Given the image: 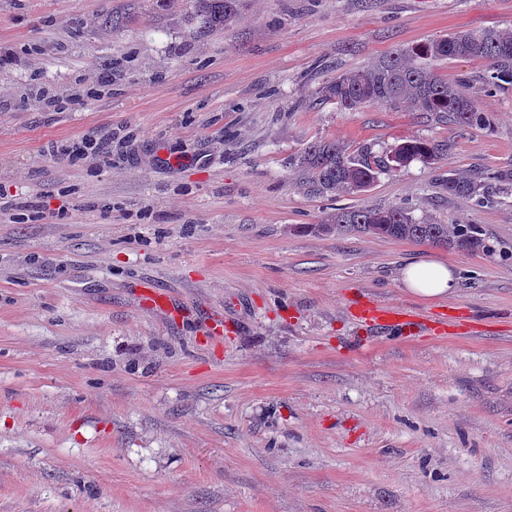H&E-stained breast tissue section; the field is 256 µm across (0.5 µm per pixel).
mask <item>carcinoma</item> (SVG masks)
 I'll return each instance as SVG.
<instances>
[{"label":"carcinoma","mask_w":512,"mask_h":512,"mask_svg":"<svg viewBox=\"0 0 512 512\" xmlns=\"http://www.w3.org/2000/svg\"><path fill=\"white\" fill-rule=\"evenodd\" d=\"M241 2L193 0L188 22L198 36L225 29L237 21ZM453 58L486 62L483 90L489 93L512 84V33L480 30L458 32L391 52L365 69L325 83L317 96L323 103L336 100L349 111L379 105L397 111L426 112L439 122L462 128L490 129L493 117L466 92V81L450 82L436 72L437 62ZM452 149L453 143L447 140L410 139L396 144L383 157L365 150L354 156L336 141L320 139L303 151L300 167L306 184L319 194L354 193L369 187L381 172L404 167L413 160L434 164ZM444 186L453 196L478 202L484 199L485 184L479 176L456 174L448 177ZM318 228L462 250L475 251L484 246L481 230L475 224H435L414 218L402 206L338 208L330 222Z\"/></svg>","instance_id":"obj_1"}]
</instances>
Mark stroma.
<instances>
[{
    "label": "stroma",
    "mask_w": 512,
    "mask_h": 512,
    "mask_svg": "<svg viewBox=\"0 0 512 512\" xmlns=\"http://www.w3.org/2000/svg\"><path fill=\"white\" fill-rule=\"evenodd\" d=\"M190 5L0 0V512H512V85L439 64L488 130L310 100L390 52L512 31V0H244L203 37ZM87 136L110 165L58 159ZM412 138L455 148L363 192L300 180L316 140ZM473 171L487 203L443 186ZM392 205L487 248L318 229ZM423 257L454 295L407 292ZM143 280L185 316L148 309ZM364 298L416 328L361 327ZM214 312L235 326L218 348ZM401 277L407 290L424 300H438L452 295L456 277L452 267L444 261L423 258L405 265Z\"/></svg>",
    "instance_id": "obj_1"
}]
</instances>
